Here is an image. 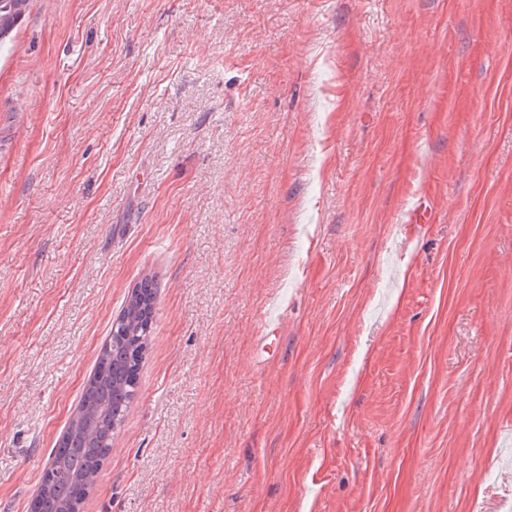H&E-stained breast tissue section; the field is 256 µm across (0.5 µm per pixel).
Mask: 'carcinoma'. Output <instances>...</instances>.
I'll return each instance as SVG.
<instances>
[{"instance_id": "obj_1", "label": "carcinoma", "mask_w": 512, "mask_h": 512, "mask_svg": "<svg viewBox=\"0 0 512 512\" xmlns=\"http://www.w3.org/2000/svg\"><path fill=\"white\" fill-rule=\"evenodd\" d=\"M29 6L30 0H0V41L10 37ZM155 305L154 281L145 277L125 298L65 431L50 451L51 475L41 477L34 512H63L69 503L83 506L99 484L137 393Z\"/></svg>"}]
</instances>
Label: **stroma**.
I'll return each instance as SVG.
<instances>
[{
  "mask_svg": "<svg viewBox=\"0 0 512 512\" xmlns=\"http://www.w3.org/2000/svg\"><path fill=\"white\" fill-rule=\"evenodd\" d=\"M147 274L84 512H512V0H32L0 50V512Z\"/></svg>",
  "mask_w": 512,
  "mask_h": 512,
  "instance_id": "1",
  "label": "stroma"
}]
</instances>
